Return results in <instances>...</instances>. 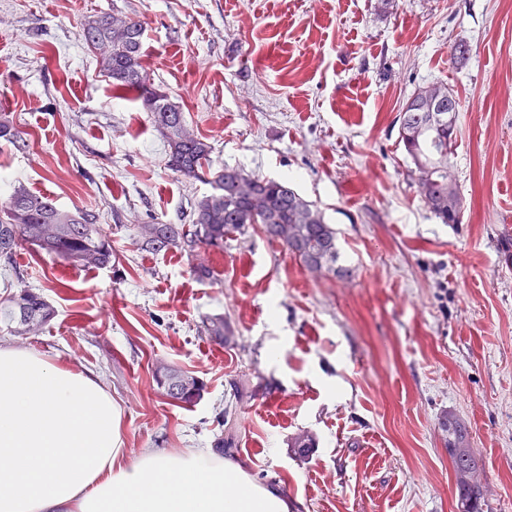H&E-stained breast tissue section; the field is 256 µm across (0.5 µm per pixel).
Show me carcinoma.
<instances>
[{
  "label": "carcinoma",
  "mask_w": 512,
  "mask_h": 512,
  "mask_svg": "<svg viewBox=\"0 0 512 512\" xmlns=\"http://www.w3.org/2000/svg\"><path fill=\"white\" fill-rule=\"evenodd\" d=\"M80 37L96 57L99 72L112 86L138 92L153 125L167 144V167L187 178L210 185L196 199L179 224H135L132 242L156 253L179 251L191 261L199 281L212 278L211 267L200 253L224 249V241L257 224L270 241L281 243L311 274L351 277L352 267L341 263L336 230L326 223L321 209L303 198L288 182L248 174L236 166L214 167L212 147L187 125L184 112L168 92L151 83L143 69L144 26L131 17L97 12L80 21ZM461 101L444 84L417 88L403 103L396 120L398 142L410 159V173L421 200L443 224H460L465 201L456 181L448 176V156L456 145L457 112ZM0 138L17 149L27 141L15 129L10 114L0 113ZM31 249L76 267L104 269L112 266V241L88 210L66 209L51 200L12 187L0 202V258L9 265L17 249ZM0 301V321L17 336L39 331L55 316L53 306L26 286ZM205 332L222 343L227 335L224 316L206 318ZM157 384L171 400L193 405L205 384L179 367L155 370ZM440 428L448 435V457L454 472L457 512H485L487 483L481 457L470 448L468 429L452 414ZM316 446L308 431L293 435L289 447L300 452Z\"/></svg>",
  "instance_id": "obj_1"
}]
</instances>
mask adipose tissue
Masks as SVG:
<instances>
[{
	"instance_id": "adipose-tissue-1",
	"label": "adipose tissue",
	"mask_w": 512,
	"mask_h": 512,
	"mask_svg": "<svg viewBox=\"0 0 512 512\" xmlns=\"http://www.w3.org/2000/svg\"><path fill=\"white\" fill-rule=\"evenodd\" d=\"M0 512H290L279 489L202 449L129 460L100 376L0 346Z\"/></svg>"
}]
</instances>
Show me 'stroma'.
<instances>
[{"label":"stroma","instance_id":"1","mask_svg":"<svg viewBox=\"0 0 512 512\" xmlns=\"http://www.w3.org/2000/svg\"><path fill=\"white\" fill-rule=\"evenodd\" d=\"M145 27L151 83L178 102L215 165L293 178L338 233L352 279L313 277L258 227L205 253L138 249L133 224H174L208 184L173 174L136 92L113 89L81 15ZM470 58L454 66L450 48ZM461 101L448 172L462 223L421 200L395 118L420 85ZM28 146L0 139V180L94 211L115 264L18 249L56 310L39 335L0 342L101 377L130 456L213 447L299 512H456L439 422L459 415L491 512H512V0H0V100ZM220 314L232 330H204ZM205 384L182 406L153 372ZM236 403L231 422L226 404ZM307 430L317 448L288 445Z\"/></svg>","mask_w":512,"mask_h":512}]
</instances>
